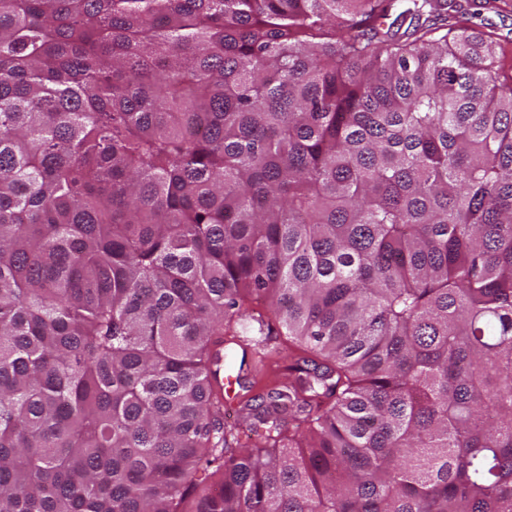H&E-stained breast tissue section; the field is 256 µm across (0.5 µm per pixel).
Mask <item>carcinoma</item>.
<instances>
[{
  "instance_id": "cac0c4a2",
  "label": "carcinoma",
  "mask_w": 512,
  "mask_h": 512,
  "mask_svg": "<svg viewBox=\"0 0 512 512\" xmlns=\"http://www.w3.org/2000/svg\"><path fill=\"white\" fill-rule=\"evenodd\" d=\"M396 2L0 0V512H512V84ZM279 353H273L268 358L260 362V358L256 357L251 363L250 370H246L242 374L241 384L234 387V378L224 376V347L219 349L218 359L213 367L214 369V381L217 384L223 385L224 389V407L225 410L232 408L235 405L236 392H238L237 402V413L227 414L226 420L230 424L239 425L241 431L247 429L249 421L246 420L245 415L239 410L244 403L249 400L252 396L257 394L261 388L265 386H273L276 383L285 380L284 366L288 364V361L284 360L282 356L287 351L286 349H278ZM251 383H254V387L248 391ZM247 387V388H246Z\"/></svg>"
}]
</instances>
